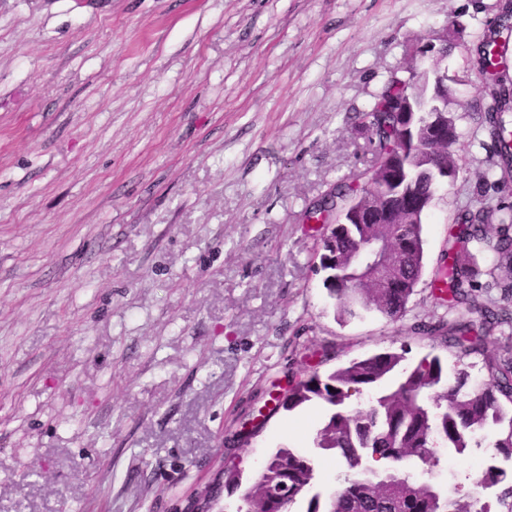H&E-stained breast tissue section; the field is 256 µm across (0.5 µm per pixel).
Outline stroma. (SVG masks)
<instances>
[{"mask_svg":"<svg viewBox=\"0 0 512 512\" xmlns=\"http://www.w3.org/2000/svg\"><path fill=\"white\" fill-rule=\"evenodd\" d=\"M501 2L0 0V512H236L265 455L311 446L320 405L240 431L313 365L393 351L486 379L411 327L447 310L457 212L512 205L483 178L472 53ZM453 31L459 170L423 275L401 320L340 321L305 212L370 167L361 112ZM441 464L512 469L487 446Z\"/></svg>","mask_w":512,"mask_h":512,"instance_id":"35a3bbf8","label":"stroma"}]
</instances>
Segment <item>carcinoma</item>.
Instances as JSON below:
<instances>
[{
	"label": "carcinoma",
	"instance_id": "carcinoma-1",
	"mask_svg": "<svg viewBox=\"0 0 512 512\" xmlns=\"http://www.w3.org/2000/svg\"><path fill=\"white\" fill-rule=\"evenodd\" d=\"M509 39L495 29L475 48V65L485 76L483 125L491 140L496 182L512 181V77L507 60ZM406 76L392 73L370 109L362 113L373 147L374 164L366 172L332 188L311 207L307 220L335 225L320 244V265L327 272L324 286L337 302L340 319L359 318L375 312L396 322L406 313L407 303L423 271L422 225L407 224L388 231V245L402 248L403 267L399 288H379L370 280L362 287L353 282L367 273L347 265L348 253L363 239L359 224L344 219L371 195V179L391 175L386 197L409 189L431 205L435 183L427 173V161L412 157L400 160L407 128L424 122L435 102L429 91L410 96ZM493 213L464 209L448 230V248L437 264L432 287L448 298L449 308L461 309L455 316L439 317L415 326L423 335L439 338L462 353H479L494 332L502 335V352L485 359L489 378L468 385V374L457 373L448 383L438 357H424L400 367L403 356L380 352L321 373L313 370L292 384L288 393L274 398L275 407L291 412L301 406L331 407L312 439L316 454L279 448L265 461L251 493L242 494V508L258 512H289L295 504H307L305 512H490L474 497L459 496L458 485L444 486L433 480L440 465L438 448H453L459 454L482 442L478 431L494 434L492 448L512 459V311L503 302L512 300V212L491 223ZM474 243L495 259L483 270L466 245ZM485 289L480 302L474 291ZM478 314L477 319L470 315ZM400 377L394 388L380 385L395 371ZM330 452L346 470L338 486L324 495L317 489V455ZM479 487L498 486L499 512H512V477L496 467L477 469L466 476Z\"/></svg>",
	"mask_w": 512,
	"mask_h": 512
}]
</instances>
